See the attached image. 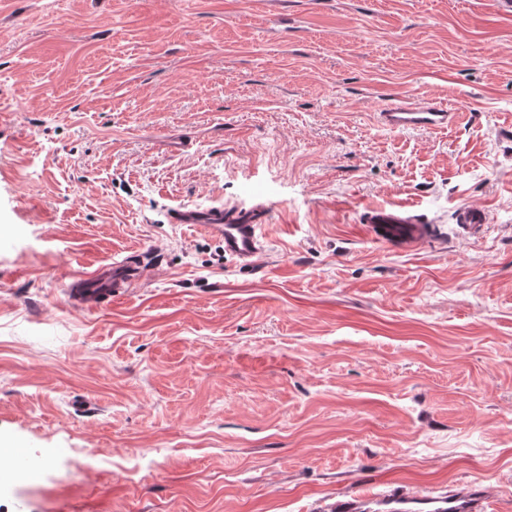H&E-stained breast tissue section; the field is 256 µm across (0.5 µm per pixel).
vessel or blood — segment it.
<instances>
[{"instance_id":"1","label":"vessel or blood","mask_w":512,"mask_h":512,"mask_svg":"<svg viewBox=\"0 0 512 512\" xmlns=\"http://www.w3.org/2000/svg\"><path fill=\"white\" fill-rule=\"evenodd\" d=\"M469 114L466 105L412 95L377 112L376 121L391 131H436L464 123ZM268 212L264 204L244 213L221 206L206 211L185 206L173 214L172 221L198 224L220 235L225 256L248 266L263 251L261 228ZM367 222L376 241L406 248L421 242L427 233L425 225L412 223L382 208L372 209ZM139 268V263L133 261L98 265L89 275L68 283L67 302L86 311L94 310L112 297L129 291L137 282ZM441 507L443 512H484L483 502L466 491L450 494L442 500Z\"/></svg>"}]
</instances>
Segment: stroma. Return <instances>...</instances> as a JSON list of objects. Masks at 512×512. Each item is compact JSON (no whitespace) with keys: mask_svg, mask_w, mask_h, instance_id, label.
Returning a JSON list of instances; mask_svg holds the SVG:
<instances>
[{"mask_svg":"<svg viewBox=\"0 0 512 512\" xmlns=\"http://www.w3.org/2000/svg\"><path fill=\"white\" fill-rule=\"evenodd\" d=\"M409 94L471 116L380 127ZM261 201L250 266L169 221ZM372 208L431 232L379 243ZM136 254L133 293L67 304ZM0 443L33 464L0 512H512V11L0 0ZM441 503V510H448V512H483V500H476L467 491H459L448 495Z\"/></svg>","mask_w":512,"mask_h":512,"instance_id":"1","label":"stroma"}]
</instances>
